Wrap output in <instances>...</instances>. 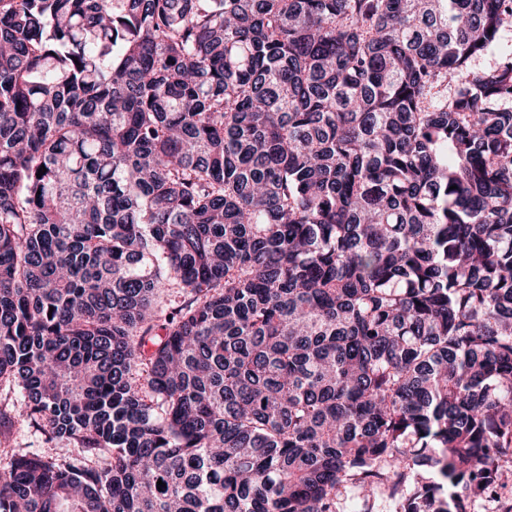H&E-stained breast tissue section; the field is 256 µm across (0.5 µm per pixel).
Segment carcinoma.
Instances as JSON below:
<instances>
[{"label":"carcinoma","instance_id":"carcinoma-1","mask_svg":"<svg viewBox=\"0 0 512 512\" xmlns=\"http://www.w3.org/2000/svg\"><path fill=\"white\" fill-rule=\"evenodd\" d=\"M511 29L512 0H0V386L75 448L0 458V512L500 495L512 50L475 63Z\"/></svg>","mask_w":512,"mask_h":512}]
</instances>
